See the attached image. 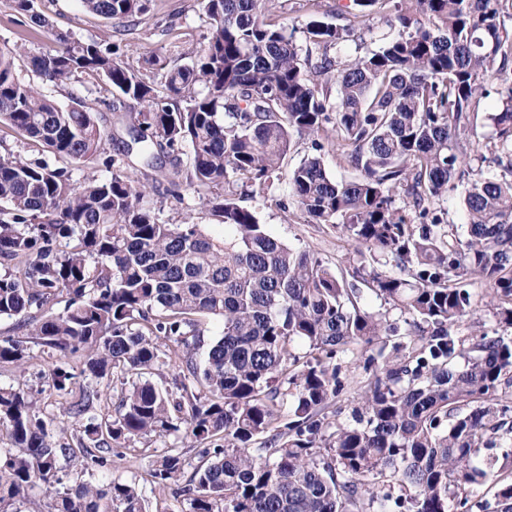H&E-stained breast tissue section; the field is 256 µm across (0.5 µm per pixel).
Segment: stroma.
<instances>
[{"instance_id":"1","label":"stroma","mask_w":512,"mask_h":512,"mask_svg":"<svg viewBox=\"0 0 512 512\" xmlns=\"http://www.w3.org/2000/svg\"><path fill=\"white\" fill-rule=\"evenodd\" d=\"M38 10L57 28L74 31L85 39L112 37L120 46L123 56L131 64H139L143 57L163 52L170 59H179L185 51L203 52L207 46L208 20L200 0H154L151 10L129 22L120 30H112L109 22L85 10L81 0H36ZM352 0H275L270 13L273 22L284 24L289 35L299 45H307V25L318 19L332 24L345 23L353 11ZM382 9H373L363 29L343 44L340 54L352 57L374 49L397 35L396 29L388 27L383 19ZM23 45L24 51L17 56L14 64L16 78L24 84H38L39 79L30 64L31 57L48 51L52 43L46 30L31 29L22 25L17 15L8 7H0V46ZM45 94L51 95L60 105H68L72 97H79L94 108L100 125L111 135L105 145L107 154L119 155L127 138V112L125 109L109 110L102 100L107 93L88 75L81 76L68 87L56 89L45 87ZM320 154L328 174L339 180H353L359 177V170L347 164L334 145L324 144L315 149L312 141L299 138L284 160L285 168H293L308 155ZM240 206L255 212L259 222L272 236L288 246L309 252L321 259L339 276L351 278L357 264L354 245L346 236L329 224L310 221L299 209L285 182L274 183L263 193L239 190ZM151 206L159 207L161 221L178 224L185 217H193L196 223L204 225L209 232L217 227L199 200L186 196L184 203L161 202L157 194H149ZM59 360L58 355L33 348L32 357L25 371H17L13 365H0V386L18 385L24 388L34 407L50 414L56 429L61 432L62 441L75 440L81 434V425L62 412V397L51 393L47 386L50 369ZM182 446L181 438L149 437L136 443L134 449L123 455L111 456L105 467L93 468L75 477L69 465H62L65 486H72L83 479L96 485H107L111 481L137 483L149 512H186L188 505L183 495L172 489L150 484L147 470L155 452Z\"/></svg>"}]
</instances>
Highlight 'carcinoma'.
I'll return each mask as SVG.
<instances>
[{"instance_id": "obj_1", "label": "carcinoma", "mask_w": 512, "mask_h": 512, "mask_svg": "<svg viewBox=\"0 0 512 512\" xmlns=\"http://www.w3.org/2000/svg\"><path fill=\"white\" fill-rule=\"evenodd\" d=\"M0 2L56 44L31 58L43 83L65 88L91 74L112 95L103 104L130 109L129 141L104 161L107 178L76 182L66 167L0 154V318L18 331L0 338V363L21 367L37 345L82 356L86 378L120 373L127 383L113 416L96 410L89 387L63 407L81 422L75 448L51 440L53 418L22 388L0 386V434L12 442L0 448V512L35 486L49 512H147L133 482L60 488L59 461L103 467L115 445L171 435L209 444L180 488L189 512H512V340L452 333L475 315L461 287L472 277L512 328V30L501 20L512 0H400L386 18L399 37L315 67L326 80L336 72L333 101L304 73L309 51L267 20L269 0H202L206 49L182 54V64L152 54L139 68L110 39L54 29L35 0ZM150 3L83 0L118 24ZM351 31L307 27L324 50ZM20 52L0 47V132L72 164L97 157L107 135L92 108L78 98L61 106L19 82ZM148 71L163 72L161 85ZM490 83L499 105L481 144L474 119ZM331 131L360 178H332L318 155L283 170L294 137ZM486 152L503 173L468 187L463 242L436 205L464 161L483 163ZM165 158L170 169L154 179L162 194L178 204L198 195L223 234L164 223L146 205L128 169L160 171ZM281 179L303 212L355 244L356 277L410 316L413 331L360 306V289L236 202L238 188ZM367 257L383 270L366 271ZM206 317L223 329L200 365L193 351ZM162 341L185 359L171 388L146 378L163 364ZM340 354L363 359L367 375L346 422L332 409ZM74 379L68 363L57 365L49 390L66 394ZM185 465L184 452L168 448L154 455L151 482L174 483ZM483 489L494 503L478 499Z\"/></svg>"}]
</instances>
